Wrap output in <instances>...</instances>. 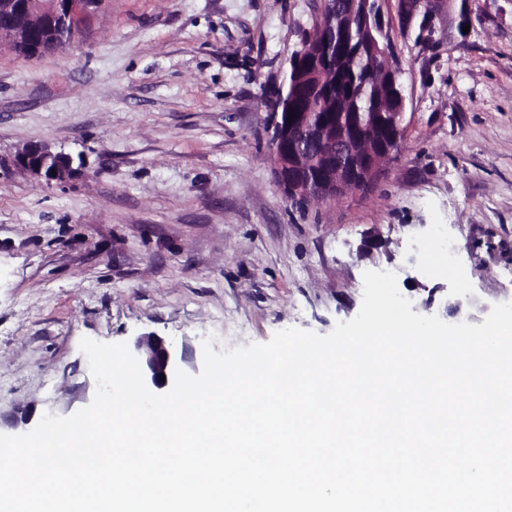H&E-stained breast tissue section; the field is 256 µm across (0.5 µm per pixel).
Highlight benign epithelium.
<instances>
[{
  "mask_svg": "<svg viewBox=\"0 0 512 512\" xmlns=\"http://www.w3.org/2000/svg\"><path fill=\"white\" fill-rule=\"evenodd\" d=\"M101 0H0V48L40 55L71 44L82 18ZM434 0H398L397 9L411 17L432 11ZM373 43L377 84L396 88L400 69L388 46L378 0H320L312 24L300 32L299 48L288 58L293 92L269 109L267 133L276 183L290 202L311 198L334 199L340 194L367 190L381 178L382 162L398 152L403 137L405 98L395 93L397 106L380 113L374 125L345 126L313 120L308 103L321 88L319 77L336 56V34L353 22ZM20 171L48 184L62 183L75 173L73 159L32 142L14 157ZM132 352L141 361L151 392L174 383L183 356L156 335L139 336Z\"/></svg>",
  "mask_w": 512,
  "mask_h": 512,
  "instance_id": "benign-epithelium-1",
  "label": "benign epithelium"
}]
</instances>
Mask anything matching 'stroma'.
<instances>
[{"label":"stroma","instance_id":"35a3bbf8","mask_svg":"<svg viewBox=\"0 0 512 512\" xmlns=\"http://www.w3.org/2000/svg\"><path fill=\"white\" fill-rule=\"evenodd\" d=\"M313 0H103L69 47L0 51V434L89 405L82 338L145 334L200 374L214 350L327 334L396 273L413 312L512 296V0H382L405 96L401 147L370 191L295 209L262 92ZM40 141L79 171L15 169Z\"/></svg>","mask_w":512,"mask_h":512}]
</instances>
